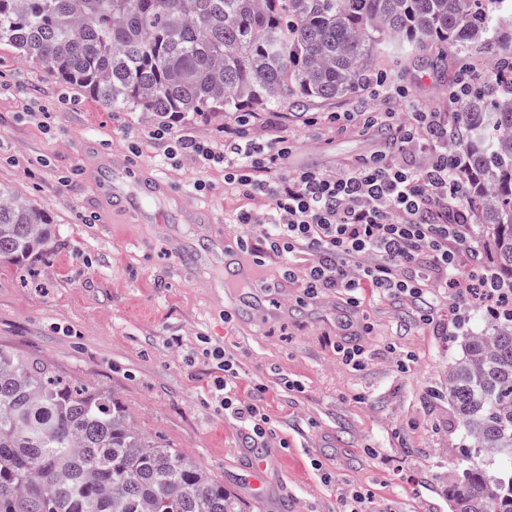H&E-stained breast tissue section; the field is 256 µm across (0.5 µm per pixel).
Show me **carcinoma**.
I'll use <instances>...</instances> for the list:
<instances>
[{"mask_svg":"<svg viewBox=\"0 0 512 512\" xmlns=\"http://www.w3.org/2000/svg\"><path fill=\"white\" fill-rule=\"evenodd\" d=\"M0 0V43L109 108L160 125L207 112L335 100L374 62L417 49L492 53L500 88L468 89L452 142L457 188L512 282V0ZM50 213L0 186V264L52 252ZM448 395L469 465L452 512H512V312L464 337ZM498 457L490 475L479 457ZM0 512H241L194 458L144 437L110 395L0 351Z\"/></svg>","mask_w":512,"mask_h":512,"instance_id":"carcinoma-1","label":"carcinoma"}]
</instances>
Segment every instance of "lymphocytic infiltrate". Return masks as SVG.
<instances>
[{
	"instance_id": "lymphocytic-infiltrate-1",
	"label": "lymphocytic infiltrate",
	"mask_w": 512,
	"mask_h": 512,
	"mask_svg": "<svg viewBox=\"0 0 512 512\" xmlns=\"http://www.w3.org/2000/svg\"><path fill=\"white\" fill-rule=\"evenodd\" d=\"M234 116L224 143L210 147L186 133L160 127L153 139L169 140L174 151L224 167V184L241 201L231 221L242 233L259 232L273 254L307 253V265L291 272L304 294L336 291L355 308L363 291L413 303L427 315L449 289L471 292L473 274L461 272L454 244L463 224L449 221L457 211L459 170L448 160V123L438 112H415L394 127L389 146L348 169L288 171L287 130L270 124L265 137L242 132ZM425 153L419 167L398 162L403 152ZM262 197L256 215L248 203ZM224 372V406L256 437L267 433L261 404L267 389L240 390L236 370L216 351Z\"/></svg>"
}]
</instances>
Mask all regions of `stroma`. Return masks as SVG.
<instances>
[{
    "label": "stroma",
    "instance_id": "obj_1",
    "mask_svg": "<svg viewBox=\"0 0 512 512\" xmlns=\"http://www.w3.org/2000/svg\"><path fill=\"white\" fill-rule=\"evenodd\" d=\"M438 53L414 51L393 76L396 94L368 86L284 109L289 169L347 168L389 142L384 128L329 123L333 112L453 118L454 70L433 68ZM154 128L144 114L99 106L0 45V185L44 207L55 228L51 257L0 265V351L111 395L144 436L199 461L243 512H343L356 492L366 512H450L445 490L466 466L464 435L435 392L462 335L483 329L486 304L452 290L425 324L406 301L366 294L351 309L336 292L304 297L287 271L305 255L238 244L225 221L223 166L165 157ZM110 154L168 183L171 199L146 204L155 221L139 223L98 198L97 165ZM181 202L202 223H182ZM202 235L255 264L253 287H228L209 262L189 265L173 251L172 238L194 244ZM255 293L266 313L246 332L225 311ZM355 345L362 360L346 363ZM216 348L235 363L240 386H267L264 438L225 413ZM260 448L275 459L262 473L263 505L244 479Z\"/></svg>",
    "mask_w": 512,
    "mask_h": 512
}]
</instances>
